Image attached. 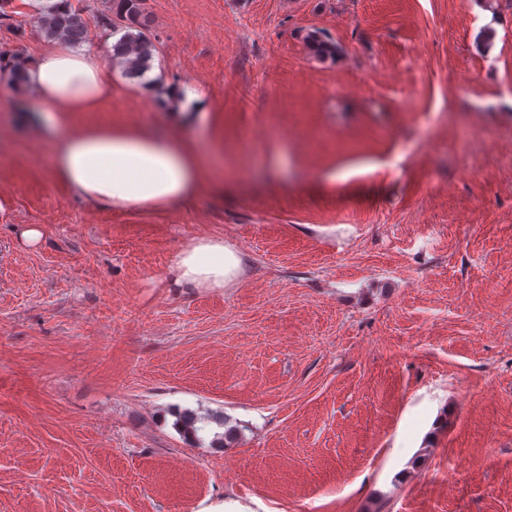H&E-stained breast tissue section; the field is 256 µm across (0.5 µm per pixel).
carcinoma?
<instances>
[{
    "label": "carcinoma",
    "instance_id": "obj_1",
    "mask_svg": "<svg viewBox=\"0 0 512 512\" xmlns=\"http://www.w3.org/2000/svg\"><path fill=\"white\" fill-rule=\"evenodd\" d=\"M112 14L120 22L114 31H122L121 38L112 44V56L122 66L124 76L141 80L152 68L157 52L156 40L150 33L142 7V0H112ZM40 29L49 39H63L80 44L85 41L87 26L80 13L71 7L64 12L49 6L38 17ZM308 52L322 61H334L340 55L339 45L325 32L312 30L305 36ZM198 418L190 411L178 416L177 427L193 442L197 439Z\"/></svg>",
    "mask_w": 512,
    "mask_h": 512
}]
</instances>
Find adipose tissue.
<instances>
[{
	"label": "adipose tissue",
	"instance_id": "adipose-tissue-1",
	"mask_svg": "<svg viewBox=\"0 0 512 512\" xmlns=\"http://www.w3.org/2000/svg\"><path fill=\"white\" fill-rule=\"evenodd\" d=\"M23 77L36 98L48 107L46 123L64 126L73 112L94 111L112 95V72L98 51L54 40L33 60L24 62ZM141 95L178 105L176 127L192 123L210 106L191 85H160L146 78ZM208 158L173 135L121 125H92L63 136L50 166L76 194L113 211L163 209L191 198ZM240 254L222 238L202 237L179 253L172 269L179 287L213 289L235 281Z\"/></svg>",
	"mask_w": 512,
	"mask_h": 512
}]
</instances>
